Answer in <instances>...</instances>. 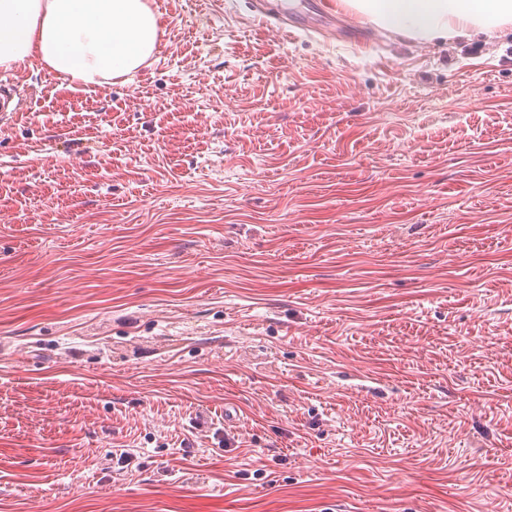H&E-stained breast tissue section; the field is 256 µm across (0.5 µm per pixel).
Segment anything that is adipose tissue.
Wrapping results in <instances>:
<instances>
[{"label": "adipose tissue", "mask_w": 512, "mask_h": 512, "mask_svg": "<svg viewBox=\"0 0 512 512\" xmlns=\"http://www.w3.org/2000/svg\"><path fill=\"white\" fill-rule=\"evenodd\" d=\"M339 9L417 43L512 34V0H336ZM161 32L148 0H0V68L35 59L70 83L126 77Z\"/></svg>", "instance_id": "ef3b65f1"}]
</instances>
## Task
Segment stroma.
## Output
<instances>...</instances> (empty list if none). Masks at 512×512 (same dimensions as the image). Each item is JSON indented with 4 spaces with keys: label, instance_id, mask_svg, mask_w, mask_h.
<instances>
[{
    "label": "stroma",
    "instance_id": "obj_1",
    "mask_svg": "<svg viewBox=\"0 0 512 512\" xmlns=\"http://www.w3.org/2000/svg\"><path fill=\"white\" fill-rule=\"evenodd\" d=\"M149 2L11 70L0 512H512V35Z\"/></svg>",
    "mask_w": 512,
    "mask_h": 512
}]
</instances>
